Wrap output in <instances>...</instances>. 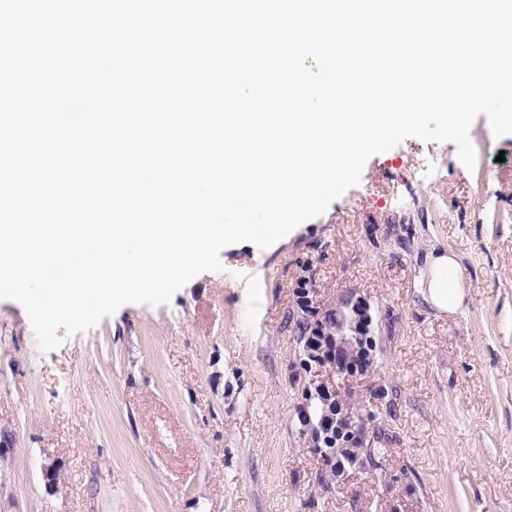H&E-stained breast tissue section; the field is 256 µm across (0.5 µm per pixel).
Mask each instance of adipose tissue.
I'll return each mask as SVG.
<instances>
[{
  "label": "adipose tissue",
  "mask_w": 512,
  "mask_h": 512,
  "mask_svg": "<svg viewBox=\"0 0 512 512\" xmlns=\"http://www.w3.org/2000/svg\"><path fill=\"white\" fill-rule=\"evenodd\" d=\"M419 289L424 301L439 312L453 314L461 309L467 291L457 255L448 250H430Z\"/></svg>",
  "instance_id": "obj_1"
}]
</instances>
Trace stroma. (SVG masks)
Masks as SVG:
<instances>
[{
  "label": "stroma",
  "mask_w": 512,
  "mask_h": 512,
  "mask_svg": "<svg viewBox=\"0 0 512 512\" xmlns=\"http://www.w3.org/2000/svg\"><path fill=\"white\" fill-rule=\"evenodd\" d=\"M470 140L471 170L454 143L406 139L287 238L228 246L169 304L124 305L54 351L0 300V512H512V135L481 115ZM434 247L468 286L451 315L419 292ZM303 279L323 304L371 305L377 363L353 397L386 390L404 482L319 493L295 415Z\"/></svg>",
  "instance_id": "35a3bbf8"
}]
</instances>
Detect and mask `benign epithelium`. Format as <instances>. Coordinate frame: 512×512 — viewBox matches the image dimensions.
<instances>
[{
  "mask_svg": "<svg viewBox=\"0 0 512 512\" xmlns=\"http://www.w3.org/2000/svg\"><path fill=\"white\" fill-rule=\"evenodd\" d=\"M294 296L293 316L303 330L297 360L311 374L296 414L300 433L318 463V486L331 493L358 473L374 476L383 469L368 449L381 428L375 408L385 403V389L369 386L367 409L340 391V384L361 381L373 372L371 306L357 294L324 305L305 279Z\"/></svg>",
  "mask_w": 512,
  "mask_h": 512,
  "instance_id": "1",
  "label": "benign epithelium"
}]
</instances>
